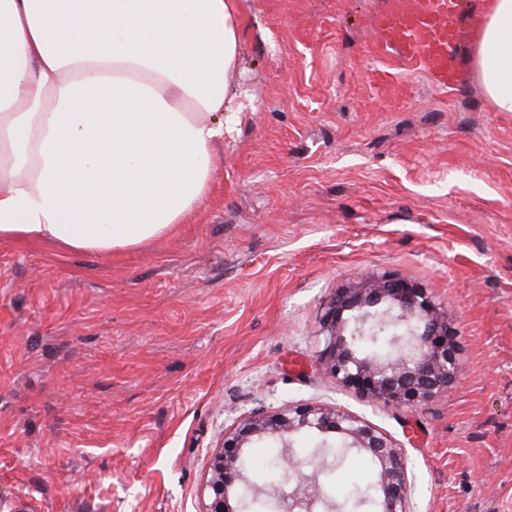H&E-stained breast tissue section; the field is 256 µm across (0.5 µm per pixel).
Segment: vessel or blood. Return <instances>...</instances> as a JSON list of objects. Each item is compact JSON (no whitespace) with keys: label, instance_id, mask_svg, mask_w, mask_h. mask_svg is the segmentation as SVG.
Wrapping results in <instances>:
<instances>
[{"label":"vessel or blood","instance_id":"b4317fda","mask_svg":"<svg viewBox=\"0 0 512 512\" xmlns=\"http://www.w3.org/2000/svg\"><path fill=\"white\" fill-rule=\"evenodd\" d=\"M486 0H384L370 18L376 58L394 54L439 90L464 82L460 48L483 20Z\"/></svg>","mask_w":512,"mask_h":512}]
</instances>
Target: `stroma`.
I'll return each mask as SVG.
<instances>
[{
  "instance_id": "1",
  "label": "stroma",
  "mask_w": 512,
  "mask_h": 512,
  "mask_svg": "<svg viewBox=\"0 0 512 512\" xmlns=\"http://www.w3.org/2000/svg\"><path fill=\"white\" fill-rule=\"evenodd\" d=\"M239 122L186 223L119 256L0 242V512H207L210 459L314 403L406 455L414 512H512V113L374 59L381 0H240ZM425 288L447 394L370 400L318 365L338 291ZM346 454L334 501L373 482Z\"/></svg>"
}]
</instances>
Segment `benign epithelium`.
Masks as SVG:
<instances>
[{
	"label": "benign epithelium",
	"instance_id": "7a95c632",
	"mask_svg": "<svg viewBox=\"0 0 512 512\" xmlns=\"http://www.w3.org/2000/svg\"><path fill=\"white\" fill-rule=\"evenodd\" d=\"M322 322L329 336L320 365L345 386L373 400L413 405L447 392L456 377L448 324L414 282L384 277L343 290L328 303ZM391 325L403 331L392 338L386 352H368L358 344L365 335ZM302 431L321 435L323 451L337 446L371 459L376 512H412V479L402 449L364 420L314 404L254 415L224 438V448L211 459L208 512H245L248 497L264 493L252 481L244 461L246 449L266 439L280 445L282 465L293 485L286 494L275 487L267 492L278 501L281 512H342L323 495L317 458L303 459L292 451L293 438Z\"/></svg>",
	"mask_w": 512,
	"mask_h": 512
}]
</instances>
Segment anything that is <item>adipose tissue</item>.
<instances>
[{"instance_id": "obj_1", "label": "adipose tissue", "mask_w": 512, "mask_h": 512, "mask_svg": "<svg viewBox=\"0 0 512 512\" xmlns=\"http://www.w3.org/2000/svg\"><path fill=\"white\" fill-rule=\"evenodd\" d=\"M474 68L512 112V0ZM239 0H0V241L112 254L209 193L235 117Z\"/></svg>"}]
</instances>
